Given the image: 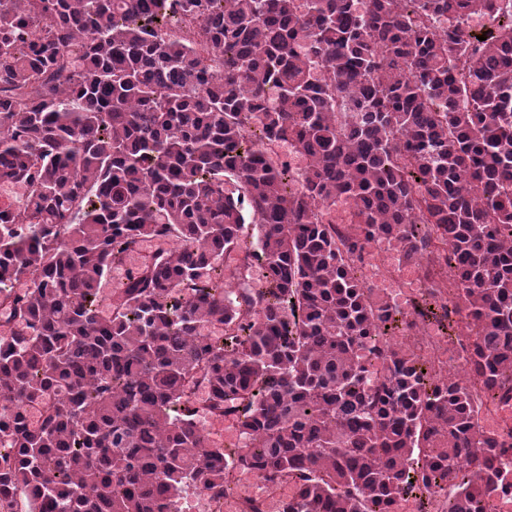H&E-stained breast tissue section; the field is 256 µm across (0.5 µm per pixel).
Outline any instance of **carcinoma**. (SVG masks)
Wrapping results in <instances>:
<instances>
[{"label":"carcinoma","instance_id":"cac0c4a2","mask_svg":"<svg viewBox=\"0 0 512 512\" xmlns=\"http://www.w3.org/2000/svg\"><path fill=\"white\" fill-rule=\"evenodd\" d=\"M3 187L0 512H179L232 465L284 512L512 496L477 395L512 400V0H0ZM372 241L468 373L387 339L437 312L357 276Z\"/></svg>","mask_w":512,"mask_h":512}]
</instances>
